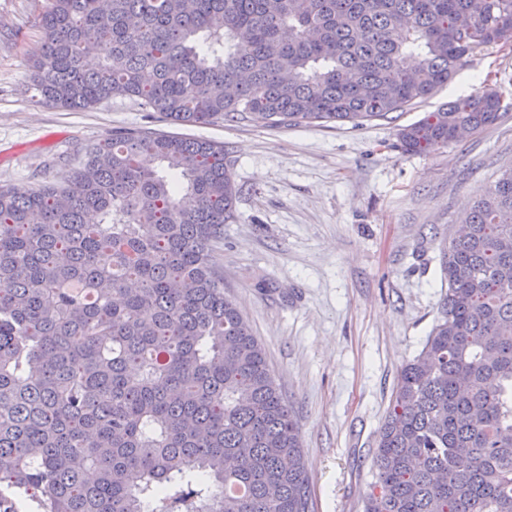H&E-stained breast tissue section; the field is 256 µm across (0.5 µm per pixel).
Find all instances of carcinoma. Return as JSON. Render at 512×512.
Returning <instances> with one entry per match:
<instances>
[{
    "label": "carcinoma",
    "mask_w": 512,
    "mask_h": 512,
    "mask_svg": "<svg viewBox=\"0 0 512 512\" xmlns=\"http://www.w3.org/2000/svg\"><path fill=\"white\" fill-rule=\"evenodd\" d=\"M39 23L32 70L53 107L361 126L511 43L512 0H51ZM499 116L486 88L401 127L398 148ZM226 156L138 131L59 184L0 187V512L19 496L38 512H311L298 422L213 263L237 196ZM462 223L364 512H512V168Z\"/></svg>",
    "instance_id": "carcinoma-1"
}]
</instances>
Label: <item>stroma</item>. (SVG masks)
Returning <instances> with one entry per match:
<instances>
[{
    "mask_svg": "<svg viewBox=\"0 0 512 512\" xmlns=\"http://www.w3.org/2000/svg\"><path fill=\"white\" fill-rule=\"evenodd\" d=\"M49 0H0V186L62 182L118 132L222 143L236 220L214 254L224 292L264 347L300 427L312 512H363L372 456L402 367L422 349L445 285L441 249L468 204L512 165V45L476 51L433 98L393 121L258 127L174 124L136 101L46 105L32 85ZM493 88L499 119L424 155L401 126Z\"/></svg>",
    "mask_w": 512,
    "mask_h": 512,
    "instance_id": "stroma-1",
    "label": "stroma"
}]
</instances>
